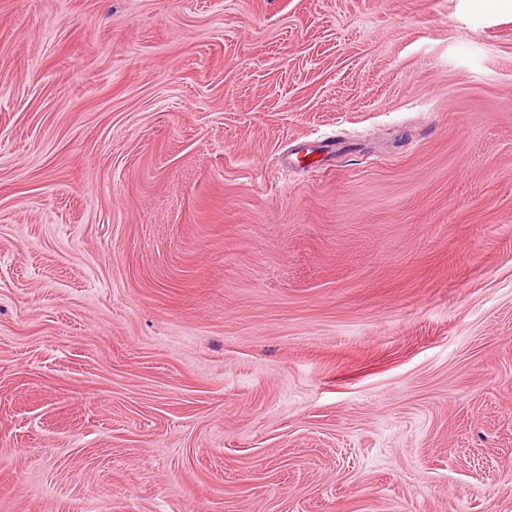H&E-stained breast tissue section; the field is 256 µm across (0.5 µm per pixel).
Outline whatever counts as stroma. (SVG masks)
I'll return each instance as SVG.
<instances>
[{
	"label": "stroma",
	"instance_id": "stroma-1",
	"mask_svg": "<svg viewBox=\"0 0 512 512\" xmlns=\"http://www.w3.org/2000/svg\"><path fill=\"white\" fill-rule=\"evenodd\" d=\"M0 512H512V12L0 0Z\"/></svg>",
	"mask_w": 512,
	"mask_h": 512
}]
</instances>
